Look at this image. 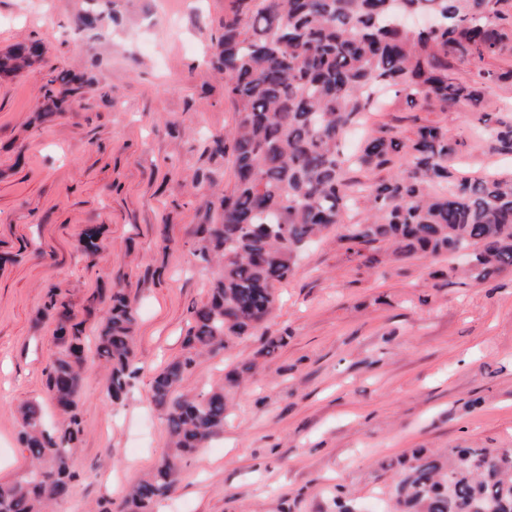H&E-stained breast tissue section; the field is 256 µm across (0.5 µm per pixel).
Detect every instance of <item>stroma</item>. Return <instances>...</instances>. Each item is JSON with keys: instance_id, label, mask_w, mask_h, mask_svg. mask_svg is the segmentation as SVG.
<instances>
[{"instance_id": "35a3bbf8", "label": "stroma", "mask_w": 512, "mask_h": 512, "mask_svg": "<svg viewBox=\"0 0 512 512\" xmlns=\"http://www.w3.org/2000/svg\"><path fill=\"white\" fill-rule=\"evenodd\" d=\"M228 6L98 0L108 17L88 29L85 0H0V52L41 46L30 67L0 78V482L28 468L18 406L55 413L45 369L59 347L42 307L57 287L83 323L86 358L77 477L54 512L119 507L167 450L146 396L209 297L217 269L197 257L194 228L217 220L234 181L230 157L211 149L236 122L212 64ZM56 73L83 81L81 103L45 98ZM472 123L468 106L412 111L392 95L343 148L367 130L405 137L436 124L460 143L458 171L512 168L485 153ZM88 226L100 231L91 265L78 249ZM449 264L369 266L336 230L306 250L262 327L184 378L181 392L199 394L237 363L261 367L156 512H336L339 497L380 508L412 449L512 448V272L478 283ZM115 287L134 302L143 367L118 406L104 393L99 318L85 312L97 289ZM277 336L284 345L267 353Z\"/></svg>"}]
</instances>
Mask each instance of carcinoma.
Returning <instances> with one entry per match:
<instances>
[{
    "instance_id": "carcinoma-1",
    "label": "carcinoma",
    "mask_w": 512,
    "mask_h": 512,
    "mask_svg": "<svg viewBox=\"0 0 512 512\" xmlns=\"http://www.w3.org/2000/svg\"><path fill=\"white\" fill-rule=\"evenodd\" d=\"M216 67L237 114L232 132L214 137L213 153L231 155L233 185L218 198L220 223L200 224L198 257L220 270L209 299L192 312L180 356L155 375L148 398L163 412L170 453L135 483L119 512H153L176 487L183 460L224 431L230 389L256 370L239 363L225 384L198 395L177 393L187 373L253 333L269 316L274 289L293 276L301 252L356 211L342 235L348 251L379 263L378 245L397 261L468 257L463 273L487 282L512 269V173L460 176L459 142L434 124L400 139L370 134L355 153L347 131L381 109L377 93L401 94L412 109L446 111L461 102L475 112L493 154L512 155V113L482 112L489 84H512V67L488 61L512 55V0H231L224 13ZM38 45L0 54V74L31 62ZM469 68L463 81L457 70ZM73 98L66 74L43 86ZM89 226L79 249L99 250ZM97 355L113 403L140 371L135 310L122 288L99 295ZM44 314L56 320L61 351L46 368V392L61 421L38 403L19 408L25 476L0 484V512H48L70 495L72 458L83 434L79 412L84 337L58 289ZM395 512H512V449L416 450L396 475Z\"/></svg>"
}]
</instances>
